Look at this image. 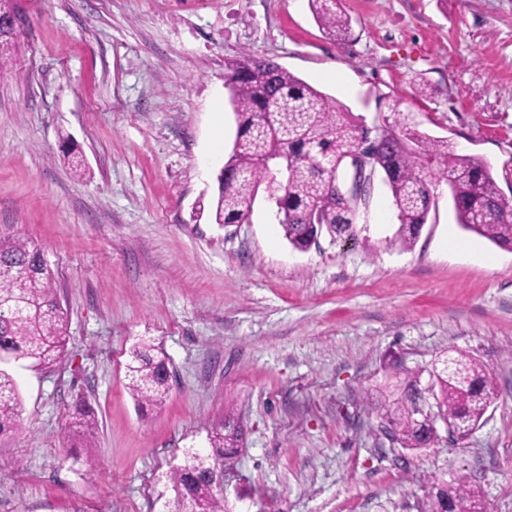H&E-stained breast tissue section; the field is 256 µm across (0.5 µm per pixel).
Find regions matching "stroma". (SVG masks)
<instances>
[{
    "label": "stroma",
    "instance_id": "stroma-1",
    "mask_svg": "<svg viewBox=\"0 0 512 512\" xmlns=\"http://www.w3.org/2000/svg\"><path fill=\"white\" fill-rule=\"evenodd\" d=\"M0 73V230L38 244L68 337L60 363H8L22 428L0 440V512H169L170 470L232 414L242 441L226 512H419L433 479L480 485L512 512V251L464 231L439 185L413 247L375 183L354 239L295 250L257 201L246 224L209 204L236 122L225 65L269 58L374 126L402 98L420 132L481 157L512 198V0H338L334 43L308 0H15ZM81 163L86 176L76 175ZM170 360L140 413L130 348ZM499 393L460 444L438 425L388 435L396 377L448 349ZM97 420L66 437L77 405ZM97 473L86 477V461Z\"/></svg>",
    "mask_w": 512,
    "mask_h": 512
}]
</instances>
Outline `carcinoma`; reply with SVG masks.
Wrapping results in <instances>:
<instances>
[{
	"label": "carcinoma",
	"mask_w": 512,
	"mask_h": 512,
	"mask_svg": "<svg viewBox=\"0 0 512 512\" xmlns=\"http://www.w3.org/2000/svg\"><path fill=\"white\" fill-rule=\"evenodd\" d=\"M327 37L343 41L350 18L337 0H310ZM19 39L12 26L0 37V71L7 68ZM236 117L231 153L217 176L210 204L212 223L221 227L250 222L261 191L270 188L272 214L292 247L307 250L322 233L354 235L366 200L343 191L350 158L364 154L369 167L387 177L394 207L396 239L411 247L427 223L439 179L448 185L455 219L463 229L500 247H512V199L506 198L489 166L478 156L457 153L448 138L423 135L404 101L387 97L388 112L369 129L347 105L270 59L245 54L224 72ZM68 323L52 286L41 248L20 235H0V363L29 360L47 366L64 353ZM438 415L465 440L494 399L493 376L476 358L450 350L434 367ZM128 390L141 408L159 406L169 392V360L151 339L128 352ZM21 400L14 377L0 368V438L19 430ZM90 411L76 415L80 437H93ZM393 436L404 448H424L436 436L434 421L409 400L389 409ZM241 430L226 419L210 428L207 446L188 453L170 474L174 512H224V468L231 465ZM491 512L488 501L465 475L434 482L421 512Z\"/></svg>",
	"instance_id": "obj_1"
}]
</instances>
